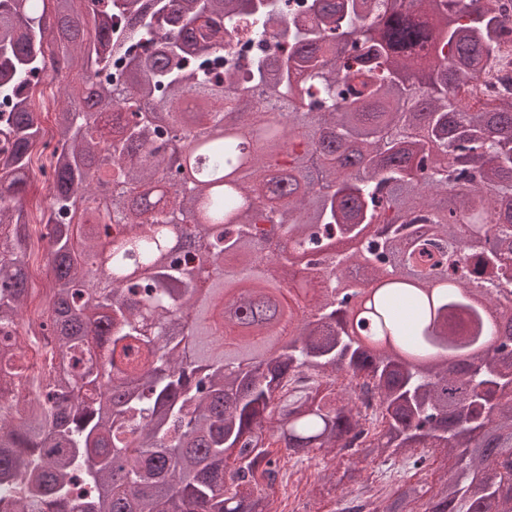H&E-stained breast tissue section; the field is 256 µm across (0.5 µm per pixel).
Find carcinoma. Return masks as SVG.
I'll list each match as a JSON object with an SVG mask.
<instances>
[{
    "label": "carcinoma",
    "instance_id": "obj_1",
    "mask_svg": "<svg viewBox=\"0 0 512 512\" xmlns=\"http://www.w3.org/2000/svg\"><path fill=\"white\" fill-rule=\"evenodd\" d=\"M97 2L0 0V329L19 336L0 351V512H270L276 448L417 466L431 448L435 485L374 512H512V352L477 355L512 349V98L457 93L494 60L497 16L482 0H310L304 17L290 0ZM226 26L255 47L244 77ZM49 71L65 106L32 321L25 195ZM130 92L137 119L118 109ZM184 134L202 141L193 179L165 150ZM93 165L124 193L99 201ZM286 266L303 276L285 294ZM356 266L376 298L355 333Z\"/></svg>",
    "mask_w": 512,
    "mask_h": 512
}]
</instances>
